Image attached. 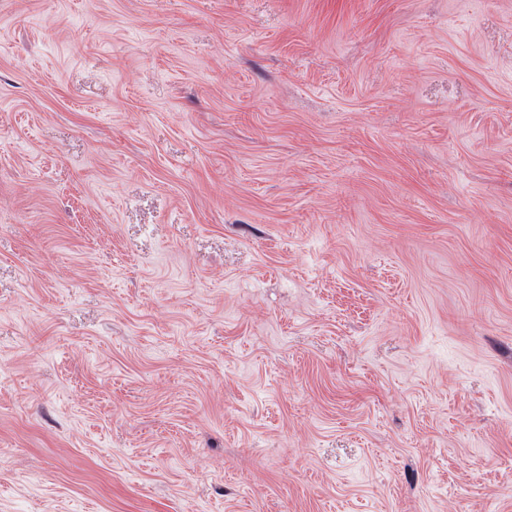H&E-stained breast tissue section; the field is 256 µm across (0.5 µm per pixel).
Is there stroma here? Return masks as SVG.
<instances>
[{
    "instance_id": "35a3bbf8",
    "label": "stroma",
    "mask_w": 512,
    "mask_h": 512,
    "mask_svg": "<svg viewBox=\"0 0 512 512\" xmlns=\"http://www.w3.org/2000/svg\"><path fill=\"white\" fill-rule=\"evenodd\" d=\"M0 512H512V0H0Z\"/></svg>"
}]
</instances>
